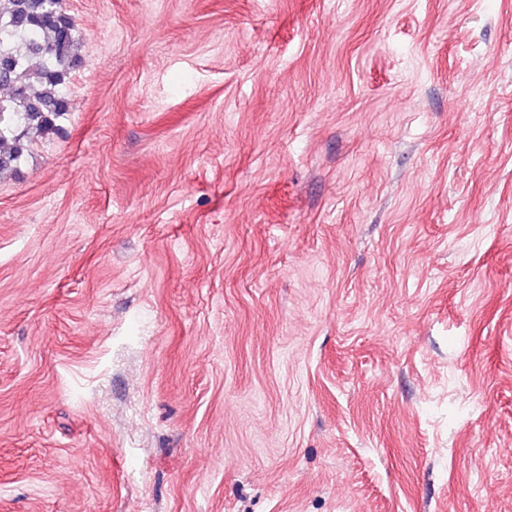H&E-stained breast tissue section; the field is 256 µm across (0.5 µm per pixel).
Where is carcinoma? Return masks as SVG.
Returning a JSON list of instances; mask_svg holds the SVG:
<instances>
[{
  "label": "carcinoma",
  "mask_w": 512,
  "mask_h": 512,
  "mask_svg": "<svg viewBox=\"0 0 512 512\" xmlns=\"http://www.w3.org/2000/svg\"><path fill=\"white\" fill-rule=\"evenodd\" d=\"M82 63L63 0H0V173L18 171L36 140L56 131Z\"/></svg>",
  "instance_id": "obj_1"
}]
</instances>
